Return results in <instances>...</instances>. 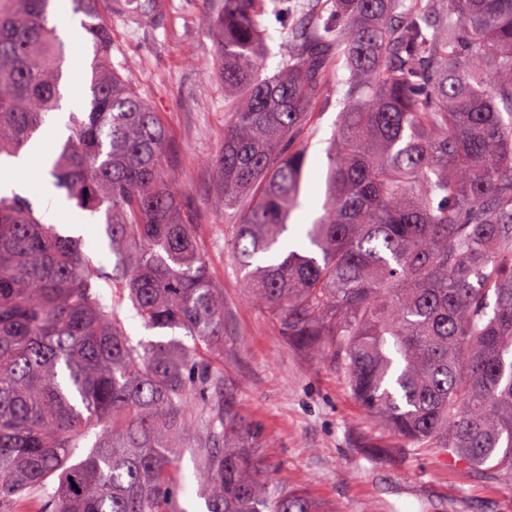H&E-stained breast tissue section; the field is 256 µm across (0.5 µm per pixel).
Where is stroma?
Masks as SVG:
<instances>
[{
  "label": "stroma",
  "instance_id": "1",
  "mask_svg": "<svg viewBox=\"0 0 512 512\" xmlns=\"http://www.w3.org/2000/svg\"><path fill=\"white\" fill-rule=\"evenodd\" d=\"M307 0H273L262 23L272 36L266 73H273L288 37L303 20ZM217 0H163L159 22L144 27L123 6L112 12L114 61H127L132 79L164 120L174 147L176 185L198 223L208 270L224 289V389L240 415L268 446L265 476L303 490L322 512H512V488L448 467L429 450L406 459L375 460L371 445L393 438L353 398L346 374L288 345L251 302L229 244L230 218L210 205L207 160L224 130V85L213 64L204 21ZM338 107L315 110L307 141L302 206L292 215L290 240L321 213ZM195 441L181 453L178 512H206L194 479Z\"/></svg>",
  "mask_w": 512,
  "mask_h": 512
}]
</instances>
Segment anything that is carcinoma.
Returning <instances> with one entry per match:
<instances>
[{
  "instance_id": "1",
  "label": "carcinoma",
  "mask_w": 512,
  "mask_h": 512,
  "mask_svg": "<svg viewBox=\"0 0 512 512\" xmlns=\"http://www.w3.org/2000/svg\"><path fill=\"white\" fill-rule=\"evenodd\" d=\"M51 2L0 0V157L63 111ZM114 2L70 0L93 48L89 94L47 169L66 202L104 217L111 269L92 273L27 198L0 197V512H175L194 390L209 394L207 512H318L260 478L265 441L224 397V292L160 113L112 61ZM127 2L157 22L159 0ZM266 6L223 0L206 19L229 101L211 204L236 216L250 299L290 346L348 373L395 438L373 458L434 448L512 487V0H316L264 76ZM333 103L323 213L291 249L311 113ZM126 300L193 344L132 346Z\"/></svg>"
}]
</instances>
